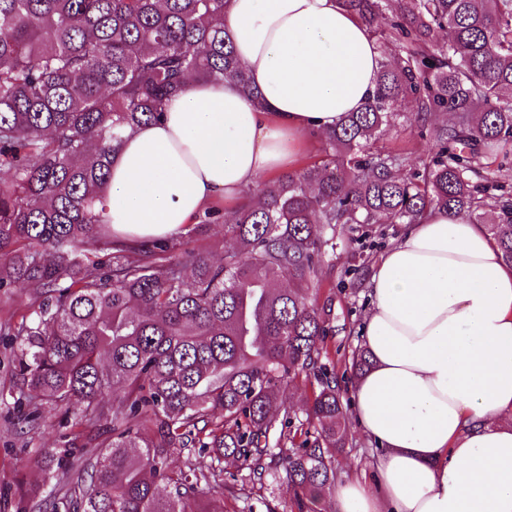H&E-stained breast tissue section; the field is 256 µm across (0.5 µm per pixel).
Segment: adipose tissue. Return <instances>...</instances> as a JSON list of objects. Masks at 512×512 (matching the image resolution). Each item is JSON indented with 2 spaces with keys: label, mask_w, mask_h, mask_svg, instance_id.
<instances>
[{
  "label": "adipose tissue",
  "mask_w": 512,
  "mask_h": 512,
  "mask_svg": "<svg viewBox=\"0 0 512 512\" xmlns=\"http://www.w3.org/2000/svg\"><path fill=\"white\" fill-rule=\"evenodd\" d=\"M224 27L262 96L186 82L158 121L116 145L114 237L181 232L216 191L240 201L372 94L381 54L343 0H228ZM373 365L356 426L375 481L340 475L334 512H512V268L484 228L429 212L380 256L362 324Z\"/></svg>",
  "instance_id": "adipose-tissue-1"
}]
</instances>
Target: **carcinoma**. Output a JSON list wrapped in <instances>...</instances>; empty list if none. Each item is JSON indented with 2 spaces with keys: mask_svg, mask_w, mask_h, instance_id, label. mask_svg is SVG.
<instances>
[{
  "mask_svg": "<svg viewBox=\"0 0 512 512\" xmlns=\"http://www.w3.org/2000/svg\"><path fill=\"white\" fill-rule=\"evenodd\" d=\"M162 2L0 0V288L29 296L8 327L24 386L15 403L50 397L77 424L108 428L77 458L72 432L45 471L64 489L51 512H224L226 458L234 480L282 478L290 512H322L348 435L322 363L333 326L316 282L337 226L464 213L512 266V198L493 194L480 163L483 149L512 160V0H344L399 52L382 54L361 111L318 135L323 160L224 216L242 248L219 264L119 244L103 222L112 142L158 120L186 76L259 102L224 29L227 0ZM406 99L436 152L398 178L405 158L367 146ZM303 376L318 392L293 431L276 403ZM189 448L210 464L170 468Z\"/></svg>",
  "mask_w": 512,
  "mask_h": 512,
  "instance_id": "cac0c4a2",
  "label": "carcinoma"
}]
</instances>
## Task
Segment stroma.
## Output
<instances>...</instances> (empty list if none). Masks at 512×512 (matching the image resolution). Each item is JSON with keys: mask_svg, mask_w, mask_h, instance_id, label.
<instances>
[{"mask_svg": "<svg viewBox=\"0 0 512 512\" xmlns=\"http://www.w3.org/2000/svg\"><path fill=\"white\" fill-rule=\"evenodd\" d=\"M409 121L390 127L374 142L377 150L402 155L408 167L420 166L433 151V142L413 119L417 103L401 102L398 107ZM400 230L396 224H344L338 226L332 248L327 249L320 266L319 299L332 305L336 333L326 340L328 357L344 402H352L356 378L351 370L355 353L362 349L361 327L369 307V282L380 255ZM174 252L193 250L221 258L225 248L236 241L226 235L223 221L198 215L184 233L169 241ZM18 343L11 336H0V512H45L46 502L55 493L44 481L51 449L63 447L64 430L58 422L62 411L43 401L42 414L33 425L23 421L24 410L10 399V392L22 386L16 360ZM372 445L357 426H350L348 441L336 455L337 471L372 474ZM288 500L282 482L267 481L264 488L245 486L224 498V512H266L267 505L284 507Z\"/></svg>", "mask_w": 512, "mask_h": 512, "instance_id": "obj_1", "label": "stroma"}]
</instances>
